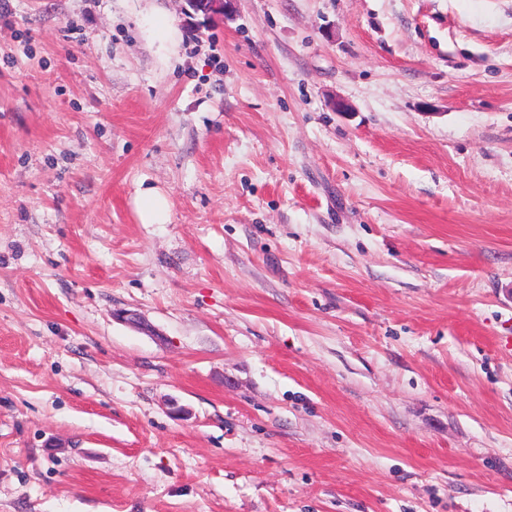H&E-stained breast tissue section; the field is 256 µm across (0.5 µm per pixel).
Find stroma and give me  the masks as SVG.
Here are the masks:
<instances>
[{
    "label": "stroma",
    "instance_id": "obj_1",
    "mask_svg": "<svg viewBox=\"0 0 512 512\" xmlns=\"http://www.w3.org/2000/svg\"><path fill=\"white\" fill-rule=\"evenodd\" d=\"M183 5L0 16V512H512V0ZM145 33L147 39L153 44H157L159 49L167 50L177 40V30L171 19L161 13L153 14L149 18ZM135 207L140 223L163 224L167 220L169 200L160 190L148 188L138 194Z\"/></svg>",
    "mask_w": 512,
    "mask_h": 512
}]
</instances>
